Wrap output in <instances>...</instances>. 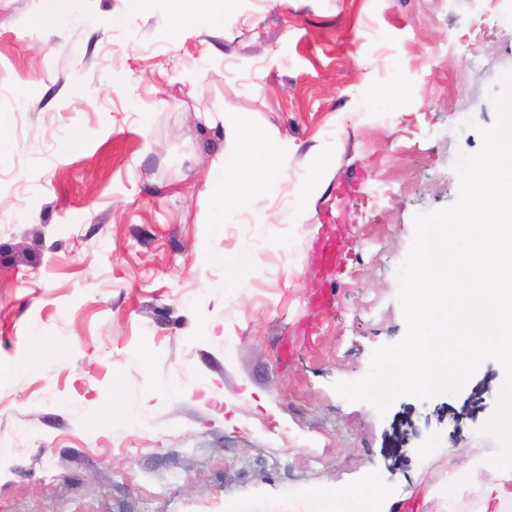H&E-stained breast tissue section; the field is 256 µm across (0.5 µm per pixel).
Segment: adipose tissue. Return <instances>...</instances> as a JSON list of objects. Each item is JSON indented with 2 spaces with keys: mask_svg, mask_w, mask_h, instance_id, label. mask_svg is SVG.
Instances as JSON below:
<instances>
[{
  "mask_svg": "<svg viewBox=\"0 0 512 512\" xmlns=\"http://www.w3.org/2000/svg\"><path fill=\"white\" fill-rule=\"evenodd\" d=\"M179 6L170 22V33L180 36L197 31H211L224 25V10L229 0H178ZM226 133L241 138L242 144L233 155L227 171H216L207 181L213 195L210 220L224 221V208L229 201L224 191L225 175L255 193L263 192L272 181L286 175L285 157L281 148L264 132L250 129L246 115H239L225 127ZM495 477L484 482L478 473H471L470 487L476 493L473 512H512V459L494 467ZM382 491L374 484L356 489L324 487L315 499L325 512H346L357 506L358 512H378Z\"/></svg>",
  "mask_w": 512,
  "mask_h": 512,
  "instance_id": "1",
  "label": "adipose tissue"
}]
</instances>
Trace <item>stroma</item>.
Here are the masks:
<instances>
[{
  "label": "stroma",
  "mask_w": 512,
  "mask_h": 512,
  "mask_svg": "<svg viewBox=\"0 0 512 512\" xmlns=\"http://www.w3.org/2000/svg\"><path fill=\"white\" fill-rule=\"evenodd\" d=\"M45 5L0 0V512H289L372 480L390 512L422 484L416 512H446L449 461L498 448L502 366L473 374L486 409L458 427L433 411L465 392L381 413L333 385L405 334L413 219L455 202L495 121L512 0H232L223 32L177 41L173 0H67L62 25ZM214 111L288 163L220 224ZM404 414L420 436L393 460Z\"/></svg>",
  "instance_id": "1"
}]
</instances>
